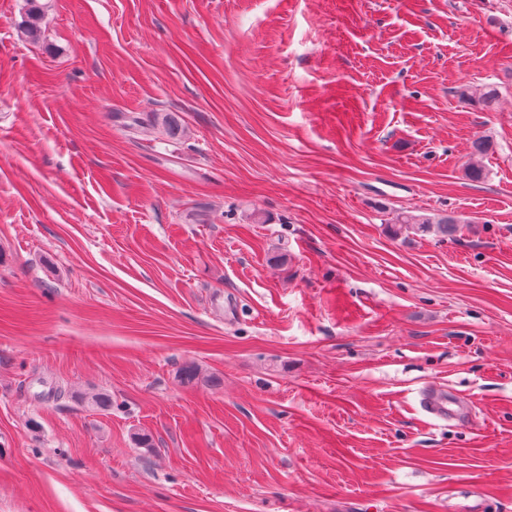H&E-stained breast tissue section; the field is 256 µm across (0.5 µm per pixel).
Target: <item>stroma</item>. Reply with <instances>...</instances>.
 <instances>
[{"label":"stroma","instance_id":"stroma-1","mask_svg":"<svg viewBox=\"0 0 512 512\" xmlns=\"http://www.w3.org/2000/svg\"><path fill=\"white\" fill-rule=\"evenodd\" d=\"M39 2L34 41L0 0V512H512V0ZM396 222L391 225L392 234L397 237L402 231L413 230L415 233L434 234L436 237L448 238L459 230V224H467L462 216L452 215H412L401 212L396 216ZM421 405L426 412L443 420L460 418L463 410L461 403L448 396L444 390L436 388H427L422 392Z\"/></svg>","mask_w":512,"mask_h":512}]
</instances>
